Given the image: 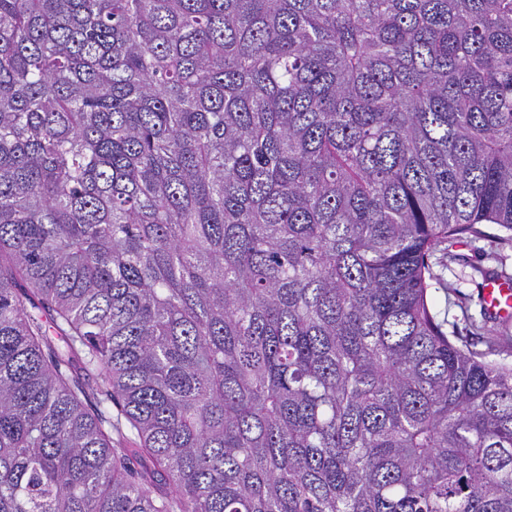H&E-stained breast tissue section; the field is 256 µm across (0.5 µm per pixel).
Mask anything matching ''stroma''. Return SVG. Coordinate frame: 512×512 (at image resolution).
Segmentation results:
<instances>
[{"label": "stroma", "instance_id": "1", "mask_svg": "<svg viewBox=\"0 0 512 512\" xmlns=\"http://www.w3.org/2000/svg\"><path fill=\"white\" fill-rule=\"evenodd\" d=\"M429 262V307L444 332L462 337L477 352L486 351L490 338H498L501 351L496 362L512 365V322L490 318L480 293L487 277H512V234L498 224L475 225L473 232L439 246Z\"/></svg>", "mask_w": 512, "mask_h": 512}]
</instances>
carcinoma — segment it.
<instances>
[{
    "instance_id": "obj_1",
    "label": "carcinoma",
    "mask_w": 512,
    "mask_h": 512,
    "mask_svg": "<svg viewBox=\"0 0 512 512\" xmlns=\"http://www.w3.org/2000/svg\"><path fill=\"white\" fill-rule=\"evenodd\" d=\"M483 222L512 0H0V512H512ZM474 231L442 244L428 260L429 307L443 331L461 336L470 350L485 352L487 340L499 339L501 352L487 359L512 365V320L502 323L489 317L512 319V280L493 276L512 278V242L507 240L512 232L488 223L475 224ZM486 278L482 291L489 316L480 293Z\"/></svg>"
}]
</instances>
